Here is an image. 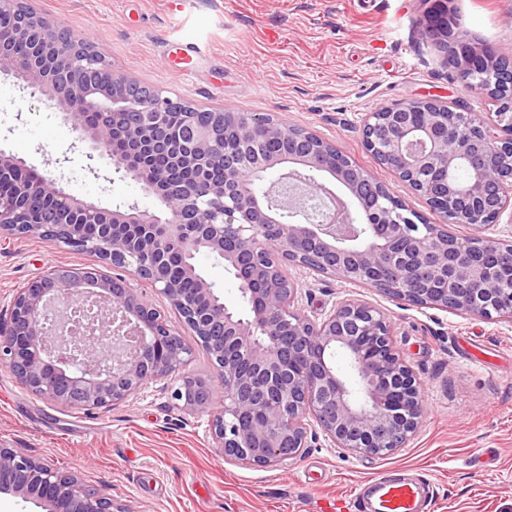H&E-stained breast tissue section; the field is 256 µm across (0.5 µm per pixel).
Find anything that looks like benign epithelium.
Returning <instances> with one entry per match:
<instances>
[{"label":"benign epithelium","mask_w":512,"mask_h":512,"mask_svg":"<svg viewBox=\"0 0 512 512\" xmlns=\"http://www.w3.org/2000/svg\"><path fill=\"white\" fill-rule=\"evenodd\" d=\"M23 0H0V39L35 44V55H0V73L12 76L30 97L53 102L73 121L78 139L108 157L118 171L140 180L139 159L156 148L164 115L189 103L144 91L140 82L102 67L105 82L85 77L80 49L66 29L33 11L17 21ZM457 70L462 87L497 102L495 118H465L436 99L384 105L363 119V145L398 180L423 196L441 216L418 224L414 213L383 183L361 171L336 146L310 130L288 126L270 114L250 120L213 109L204 125L185 129L186 148L175 165L202 158L224 168V181L207 187L175 174L153 182L162 214L88 205L42 173L0 194V235L44 237L55 224H102L91 242L68 240L114 269L159 288L170 310L208 352L214 385L186 371L192 348L168 317L139 288L90 266H54L16 289L8 318L0 321V365L18 383L58 408L80 404L107 409L145 386L175 384L176 408L211 413L217 456L258 466L275 465L307 447L313 421L334 446L356 456H380L402 448L417 432L424 408L421 382L399 354L394 325L367 302L343 298L313 319L299 311L297 283L283 272L289 263L376 289L418 307L512 323V246L495 237L501 216L512 210V82L468 80L496 72L491 48L475 49L459 30L444 0L420 21ZM284 150L262 156L265 144ZM283 167L261 189L264 173ZM467 182L454 179L460 167ZM327 173L347 188L362 222L346 223L344 200L317 193L308 177ZM53 198L52 223L33 224L27 212ZM336 204L341 223L324 220L325 201ZM464 224L471 234L448 235ZM178 244L188 257L200 251L224 257L247 297L239 316L187 262V294L163 271V258ZM96 307L93 329L122 345L107 357L73 341L71 305ZM347 356L361 396L336 372L332 359ZM19 498L42 512H128L87 488L74 473H59L22 448H0V496Z\"/></svg>","instance_id":"benign-epithelium-1"}]
</instances>
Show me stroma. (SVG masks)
Wrapping results in <instances>:
<instances>
[{
  "label": "stroma",
  "mask_w": 512,
  "mask_h": 512,
  "mask_svg": "<svg viewBox=\"0 0 512 512\" xmlns=\"http://www.w3.org/2000/svg\"><path fill=\"white\" fill-rule=\"evenodd\" d=\"M90 39L116 74L197 106L271 114L336 143L354 165L425 218L426 200L368 152L361 118L399 100L438 99L463 112L495 111L466 92L443 53L418 31L433 0H27ZM475 46L512 60V0H452ZM0 150L65 192L102 208L158 200L108 158L85 167L62 107L31 101L0 76ZM95 256L45 238L0 236V311L17 288L52 266L92 265ZM199 273L239 315L238 282L222 257L201 252ZM302 314L339 298L379 308L392 320L401 356L421 381L425 415L405 447L356 457L311 427L304 453L273 466L227 461L212 448L208 414L173 408L154 383L107 410L62 411L23 389L0 366V446L24 448L51 468L80 472L90 488L131 512H327L363 481L393 468L429 482L432 512H512V325L420 308L375 289L299 272Z\"/></svg>",
  "instance_id": "35a3bbf8"
}]
</instances>
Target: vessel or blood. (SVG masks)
<instances>
[{
	"label": "vessel or blood",
	"instance_id": "b4317fda",
	"mask_svg": "<svg viewBox=\"0 0 512 512\" xmlns=\"http://www.w3.org/2000/svg\"><path fill=\"white\" fill-rule=\"evenodd\" d=\"M432 502L429 487L396 479L383 471L367 483L365 491L356 495L349 512H431Z\"/></svg>",
	"mask_w": 512,
	"mask_h": 512
}]
</instances>
